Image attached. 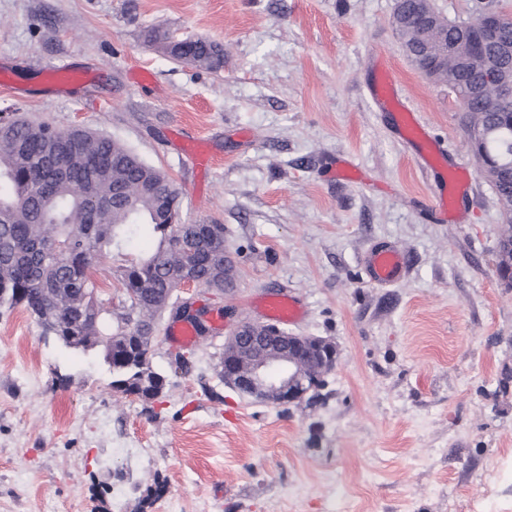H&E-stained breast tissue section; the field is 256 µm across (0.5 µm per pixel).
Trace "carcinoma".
I'll return each mask as SVG.
<instances>
[{
  "label": "carcinoma",
  "mask_w": 512,
  "mask_h": 512,
  "mask_svg": "<svg viewBox=\"0 0 512 512\" xmlns=\"http://www.w3.org/2000/svg\"><path fill=\"white\" fill-rule=\"evenodd\" d=\"M407 55L421 37L412 24L402 35ZM192 62L224 66V53L209 42L195 45ZM462 100L466 126L485 129V152L498 164L486 177L506 213H512V105ZM0 307L21 306L63 347L96 351L112 371V389L155 400L166 378L151 362L153 336L175 296L172 274L183 256L195 253L194 276L206 288H224V225L199 224L181 233L169 213L182 208L181 193L160 169L120 141L89 130L64 131L49 124L33 129L16 112L0 113ZM82 184L81 196L72 186ZM129 195L112 196V185ZM63 249L50 253L47 234ZM138 234L153 250L114 270L121 282L125 313L112 321V299H104L92 269Z\"/></svg>",
  "instance_id": "cac0c4a2"
}]
</instances>
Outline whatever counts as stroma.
<instances>
[{
  "mask_svg": "<svg viewBox=\"0 0 512 512\" xmlns=\"http://www.w3.org/2000/svg\"><path fill=\"white\" fill-rule=\"evenodd\" d=\"M395 5L0 0V62L73 78L22 94L0 71V111L125 143L174 181L182 223L223 225L238 271L214 300L223 328L183 348L159 330L152 402L22 308L0 313V512H512L503 209L457 97L404 54ZM155 29L218 45L223 67L170 58ZM384 68L421 134L374 103ZM426 138L447 148L428 168ZM461 176L467 194L441 199ZM380 243L409 256L399 284L368 279ZM271 292L302 304L285 330L341 352L318 398L264 403L218 376L227 332Z\"/></svg>",
  "mask_w": 512,
  "mask_h": 512,
  "instance_id": "obj_1",
  "label": "stroma"
}]
</instances>
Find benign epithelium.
Listing matches in <instances>:
<instances>
[{
    "mask_svg": "<svg viewBox=\"0 0 512 512\" xmlns=\"http://www.w3.org/2000/svg\"><path fill=\"white\" fill-rule=\"evenodd\" d=\"M414 19L428 32L448 22L431 8L429 0H414ZM507 17L487 11L473 31L454 41L446 52L472 73H485L496 88L501 103H512V74L490 71L486 47L495 45L512 54V42L501 40ZM443 58L430 56L415 61L428 78L442 67ZM340 352L330 339L288 333L272 323L240 320L224 340V383L240 393L276 404H297L314 388L316 380L335 369Z\"/></svg>",
    "mask_w": 512,
    "mask_h": 512,
    "instance_id": "7a95c632",
    "label": "benign epithelium"
}]
</instances>
